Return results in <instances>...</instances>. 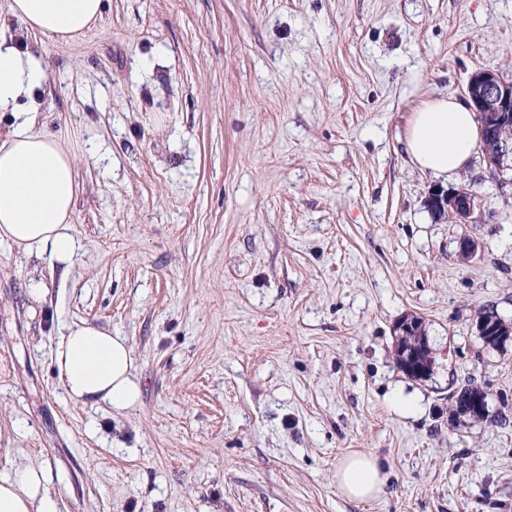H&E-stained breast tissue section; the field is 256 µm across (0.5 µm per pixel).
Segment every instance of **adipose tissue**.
I'll use <instances>...</instances> for the list:
<instances>
[{"mask_svg":"<svg viewBox=\"0 0 512 512\" xmlns=\"http://www.w3.org/2000/svg\"><path fill=\"white\" fill-rule=\"evenodd\" d=\"M8 8L29 28L57 40L81 34L101 16V0H9ZM45 77L39 57L0 35V112L14 117L0 134V244L67 267L79 249L70 232L78 183L71 152L34 129V95ZM480 142L471 103L452 96L422 103L405 131L411 160L438 178L464 170ZM54 360L67 394L77 402L120 412L139 398L133 349L111 330L84 321L69 325ZM51 481L45 466H9L0 472V512H58ZM386 482L378 459L367 454L350 453L336 467L338 490L358 502L378 497Z\"/></svg>","mask_w":512,"mask_h":512,"instance_id":"1","label":"adipose tissue"}]
</instances>
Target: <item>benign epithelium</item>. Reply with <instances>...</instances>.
<instances>
[{
    "label": "benign epithelium",
    "instance_id": "benign-epithelium-1",
    "mask_svg": "<svg viewBox=\"0 0 512 512\" xmlns=\"http://www.w3.org/2000/svg\"><path fill=\"white\" fill-rule=\"evenodd\" d=\"M465 96L479 113L483 125L481 153L488 173L499 177L512 170V145L496 137V127L512 117V81L492 70H477L469 77ZM429 210L448 216L455 224H479L482 221L478 196L468 183L447 190H433L426 199Z\"/></svg>",
    "mask_w": 512,
    "mask_h": 512
}]
</instances>
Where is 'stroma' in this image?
Instances as JSON below:
<instances>
[{
  "instance_id": "35a3bbf8",
  "label": "stroma",
  "mask_w": 512,
  "mask_h": 512,
  "mask_svg": "<svg viewBox=\"0 0 512 512\" xmlns=\"http://www.w3.org/2000/svg\"><path fill=\"white\" fill-rule=\"evenodd\" d=\"M68 41L0 0L40 56L38 132L76 156L69 269L0 245V459L48 467L58 512H512V424L453 416L474 380L512 416V184L482 156L442 180L405 147L422 102L512 80V0H103ZM471 183L488 220L434 216ZM481 244L470 261L461 238ZM423 318L414 380L395 323ZM124 337L140 398L71 399L54 349ZM377 457L353 502L339 461ZM420 323V318L415 315H407L401 318L400 321H398L395 325V332H399V335L407 334L408 336H398L397 344H396V350H395V359L398 367L405 372V374L413 378L415 380H422L420 378H425L427 376H431L433 372L432 365L434 363V360L431 357V349L426 342L427 336H425L426 331L422 330L420 327V331L418 329H412L408 332H404L406 329H408L412 325H418ZM404 332V333H403ZM415 349L418 351V359L416 360L414 358V354L411 355V359L408 362V365L410 368L416 372L417 374L421 375L422 370L419 366H415V362H420L425 369V374L423 376H417L413 373H411L408 369L407 362H406V352L408 350ZM335 477L338 490L358 502L378 497L387 482L378 459L360 452L345 456L336 467Z\"/></svg>"
}]
</instances>
